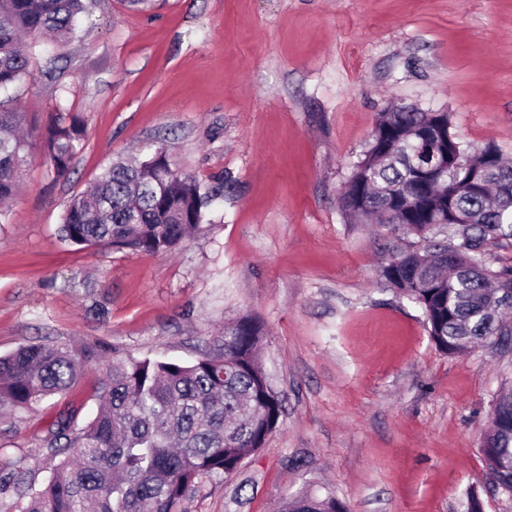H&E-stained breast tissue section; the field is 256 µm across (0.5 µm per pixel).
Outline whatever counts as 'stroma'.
<instances>
[{"instance_id":"35a3bbf8","label":"stroma","mask_w":512,"mask_h":512,"mask_svg":"<svg viewBox=\"0 0 512 512\" xmlns=\"http://www.w3.org/2000/svg\"><path fill=\"white\" fill-rule=\"evenodd\" d=\"M8 95L39 128L79 115L86 140L59 181L30 146L0 224V355L100 341L189 363L226 322L266 326L278 424L235 475L201 478L187 512H276L306 490L351 512H463L472 484L484 512H512L481 452L512 346L439 351L381 275L420 240L347 223L338 203L393 101L451 113L465 141L512 157V0H89ZM157 141L218 190L194 238L169 255L63 241L67 201ZM97 377L0 423V457L42 484L47 426L70 408L89 418Z\"/></svg>"}]
</instances>
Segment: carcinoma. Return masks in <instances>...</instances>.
<instances>
[{"instance_id": "obj_1", "label": "carcinoma", "mask_w": 512, "mask_h": 512, "mask_svg": "<svg viewBox=\"0 0 512 512\" xmlns=\"http://www.w3.org/2000/svg\"><path fill=\"white\" fill-rule=\"evenodd\" d=\"M86 0H0V92L34 76V48L62 46L76 34ZM25 113L0 100V204L14 198L27 163ZM76 115H55L44 134L50 173L69 177L84 148ZM209 192L178 168L163 145L137 161L118 159L94 187L74 197L61 222L65 241L86 247L161 254L199 228ZM346 221L368 217L427 243L397 249L382 276L418 304L428 336L450 355L512 341V264L490 261L512 247V164L492 143L473 146L448 112L398 103L380 112L363 157L339 197ZM445 236L447 242L438 240ZM261 320L242 315L205 342L189 364L122 359L102 342L35 343L0 357V420L68 389L92 364L102 366L98 412L79 421L61 412L42 439L52 465L47 481L25 484L24 512H186L201 476L229 477L276 428L280 400L261 362ZM481 442L489 483L512 498V386L496 397ZM465 512H483L478 487ZM282 512H350L332 495L290 496Z\"/></svg>"}]
</instances>
